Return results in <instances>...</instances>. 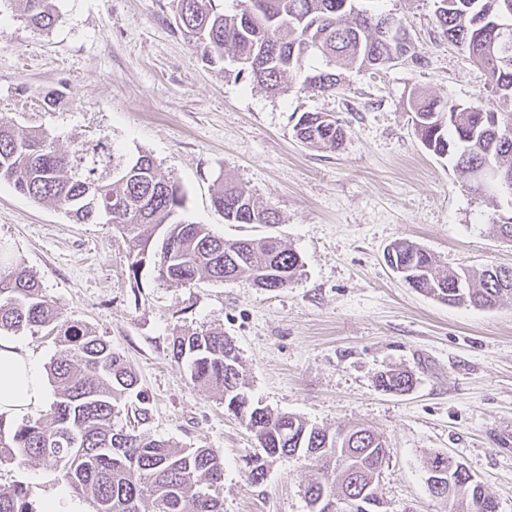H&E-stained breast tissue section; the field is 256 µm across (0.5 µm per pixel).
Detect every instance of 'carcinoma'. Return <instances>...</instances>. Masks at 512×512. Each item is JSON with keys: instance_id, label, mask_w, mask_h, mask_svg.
<instances>
[{"instance_id": "1", "label": "carcinoma", "mask_w": 512, "mask_h": 512, "mask_svg": "<svg viewBox=\"0 0 512 512\" xmlns=\"http://www.w3.org/2000/svg\"><path fill=\"white\" fill-rule=\"evenodd\" d=\"M33 26L50 29L57 21L56 0H13ZM359 0H237L222 10L215 0H174L179 26L209 64L230 58L235 78L272 93L299 82L313 94L334 92L353 68L421 64L422 56L404 22L385 12L357 6ZM440 34L464 49L488 75L502 108L442 101L418 89L408 107L414 133L435 156L448 161L468 189L512 207V196L485 187L473 173L492 164L512 176V0H434ZM321 60L314 66L310 61ZM295 136L316 149L334 150L345 125L325 112H303ZM29 199L49 202L76 222L94 224L112 210V226L130 244L133 274L149 255L159 279L187 285L242 275L265 290L289 287L304 263L278 237L226 240L204 224L179 218L181 186L160 174L153 158L116 154L105 138H91L61 150L44 131L0 123V182ZM226 224L281 221L279 213L241 184H226L212 199ZM489 229L512 240V215L493 214ZM163 230L161 249L146 252ZM387 263L407 287L441 303L493 308L512 297V268L486 267L463 273L437 270L432 255L401 239L388 249ZM45 330L56 334L59 356L49 371L55 400L46 417L6 424L0 415V464L35 460L62 476L69 488L92 499L94 512H224V456L215 448H180L116 424L124 400L137 422L150 418L147 398L123 358L95 330L59 323V312L38 277L19 262L0 259V331ZM172 356L183 362L192 383L224 400L255 440L245 461L246 480L258 487L275 459L298 453L312 474L304 487L306 503L318 512H336V501L353 498L346 512H382L374 490L388 459L383 437L365 427L322 428L255 404L233 341L218 329L177 336ZM382 391L403 394L414 378L388 369L376 379ZM444 474L450 489L446 512H497L496 501L462 463L436 453L425 474ZM30 489L0 487V512H29Z\"/></svg>"}]
</instances>
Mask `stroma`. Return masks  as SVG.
Wrapping results in <instances>:
<instances>
[{
	"label": "stroma",
	"instance_id": "1",
	"mask_svg": "<svg viewBox=\"0 0 512 512\" xmlns=\"http://www.w3.org/2000/svg\"><path fill=\"white\" fill-rule=\"evenodd\" d=\"M402 18L423 63L344 72L336 92L290 84L278 94L201 61L172 0H58L48 31L0 0V122L35 127L68 148L105 137L146 153L185 194L183 219L227 239L272 234L301 255L303 275L270 291L238 278L177 286L152 265L131 274L130 249L108 224L74 222L0 183V248L39 277L61 322L87 325L124 357L149 400L141 432L224 455V512H308L310 470L277 459L261 487L244 475L250 433L195 387L172 356L174 336L222 329L242 358L253 401L329 428L367 426L389 448L384 512H444L423 462L460 461L512 512V299L491 309L440 303L406 287L385 262L410 239L451 271L512 266V242L480 224L490 202L466 189L415 136L407 99L497 107L485 73L438 35L433 0H379ZM62 95L51 108L46 93ZM327 112L346 126L341 148L317 150L293 113ZM247 186L281 224H228L212 205L223 182ZM387 368L412 373L409 392L379 390ZM29 487V504L64 487L35 462L0 464V485Z\"/></svg>",
	"mask_w": 512,
	"mask_h": 512
}]
</instances>
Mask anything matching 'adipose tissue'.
Returning <instances> with one entry per match:
<instances>
[{
	"instance_id": "1",
	"label": "adipose tissue",
	"mask_w": 512,
	"mask_h": 512,
	"mask_svg": "<svg viewBox=\"0 0 512 512\" xmlns=\"http://www.w3.org/2000/svg\"><path fill=\"white\" fill-rule=\"evenodd\" d=\"M47 398L37 354L0 336V414L8 418L37 410Z\"/></svg>"
}]
</instances>
